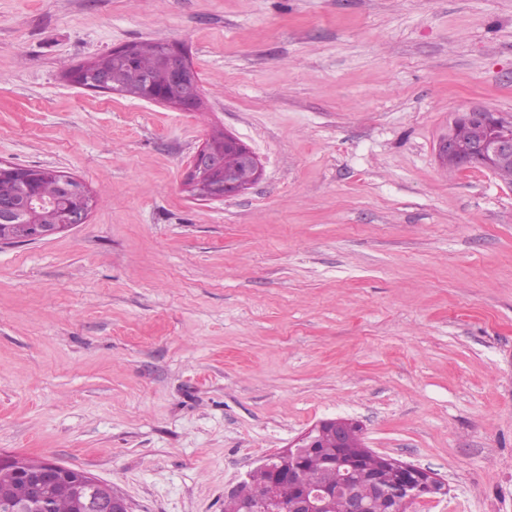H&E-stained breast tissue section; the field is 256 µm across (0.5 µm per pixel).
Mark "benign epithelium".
Returning <instances> with one entry per match:
<instances>
[{"label":"benign epithelium","mask_w":512,"mask_h":512,"mask_svg":"<svg viewBox=\"0 0 512 512\" xmlns=\"http://www.w3.org/2000/svg\"><path fill=\"white\" fill-rule=\"evenodd\" d=\"M162 61L166 75L163 86L152 79H138L133 84L112 80V75L97 72L92 66L79 68L72 80L94 90L121 91L158 104L194 111L200 104L197 74L185 54L175 45L162 44ZM438 156L455 170L479 167L492 174L512 167V114L473 107L455 115L450 132L438 142ZM237 154L243 163L258 173V156L228 135L217 141L207 140L191 159L190 179L195 196L209 201L232 197L247 184L224 171V154ZM51 167H18L0 161V182H9L14 190L0 196V244L13 243L16 225H29L27 241L47 240L59 233L87 222L95 200L83 184L62 176L60 194L47 200L39 196L35 185L46 175L55 174ZM335 435L336 450L327 464L336 470L338 484L325 487L307 483L300 449L320 447L324 431ZM343 448L373 450L362 442L357 424L346 419L321 420L298 437L296 443L259 465L268 471L277 494L258 504H246L241 512H325L329 503L342 492L346 512H369L368 502L353 489L360 470L361 457H349ZM390 466L370 475L374 492L385 502L386 512H407L408 506L425 496L447 493L446 484L434 473L411 463L385 456ZM0 466L12 468L29 490V495L12 502L10 512H50L45 490L54 482L72 485L78 512H132L128 499L101 480L80 470L50 461L36 468L20 456L0 454Z\"/></svg>","instance_id":"7a95c632"}]
</instances>
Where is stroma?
I'll return each instance as SVG.
<instances>
[{"mask_svg": "<svg viewBox=\"0 0 512 512\" xmlns=\"http://www.w3.org/2000/svg\"><path fill=\"white\" fill-rule=\"evenodd\" d=\"M140 41L184 47L197 110L71 81ZM474 106L512 113V0H0V160L96 199L0 245V453L224 512L343 418L447 483L408 512H512V188L436 152ZM217 132L262 173L206 201ZM237 154L252 171L258 173V156L238 140L224 134L218 141L208 139L191 159L190 179L195 196L209 201H221L244 190L249 183L224 171V153Z\"/></svg>", "mask_w": 512, "mask_h": 512, "instance_id": "obj_1", "label": "stroma"}]
</instances>
